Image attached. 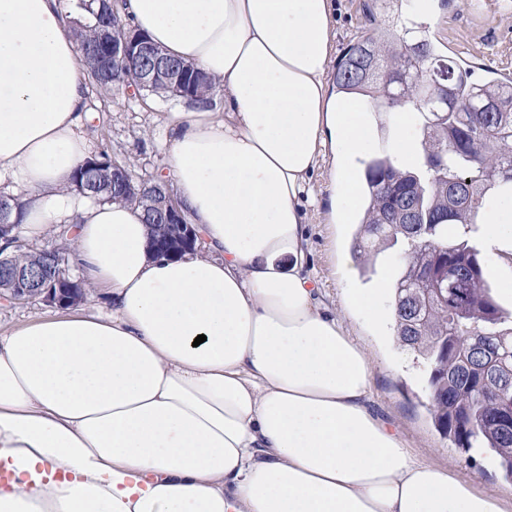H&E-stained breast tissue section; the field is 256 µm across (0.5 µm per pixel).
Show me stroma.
I'll use <instances>...</instances> for the list:
<instances>
[{
    "mask_svg": "<svg viewBox=\"0 0 512 512\" xmlns=\"http://www.w3.org/2000/svg\"><path fill=\"white\" fill-rule=\"evenodd\" d=\"M334 58L370 34L392 13L381 0H334ZM435 19L430 39L439 55L469 64L476 81L512 80V0H433ZM80 128L88 154H108L149 176L163 168L169 149L167 113L185 110L182 100L150 94H105L86 80ZM306 232L316 280L331 309L343 310L349 288L377 287L384 272L401 269L403 246L382 253L375 270L361 274L350 252L354 225L335 222L329 205L308 209ZM57 306L41 299L0 300V331L9 332L28 321L57 313ZM349 330L365 344L372 363L375 408L398 428L414 452L428 462L449 469L477 490L500 494L512 490L492 452L473 458L436 430L429 411L425 374L416 358L397 340L385 341L360 319L349 318Z\"/></svg>",
    "mask_w": 512,
    "mask_h": 512,
    "instance_id": "stroma-1",
    "label": "stroma"
}]
</instances>
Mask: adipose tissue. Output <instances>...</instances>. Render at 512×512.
<instances>
[{
    "label": "adipose tissue",
    "mask_w": 512,
    "mask_h": 512,
    "mask_svg": "<svg viewBox=\"0 0 512 512\" xmlns=\"http://www.w3.org/2000/svg\"><path fill=\"white\" fill-rule=\"evenodd\" d=\"M333 0H119L133 26L224 91L174 112L161 173L201 234L157 256L139 209L69 187L85 22L62 0H0V193L32 236L70 228L108 312L74 309L0 333V512H512L414 455L373 411L371 363L318 299L306 209L325 157L343 221L372 104L328 80ZM512 262V182L479 208Z\"/></svg>",
    "instance_id": "ef3b65f1"
}]
</instances>
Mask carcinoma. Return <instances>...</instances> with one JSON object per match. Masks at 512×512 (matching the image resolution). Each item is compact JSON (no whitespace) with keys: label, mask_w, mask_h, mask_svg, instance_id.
<instances>
[{"label":"carcinoma","mask_w":512,"mask_h":512,"mask_svg":"<svg viewBox=\"0 0 512 512\" xmlns=\"http://www.w3.org/2000/svg\"><path fill=\"white\" fill-rule=\"evenodd\" d=\"M91 16L76 36L80 63L97 87L123 91L138 81L142 62L132 59L106 81L97 79L101 57L112 54V34L133 29L110 2L80 0ZM188 105L208 109L212 80L181 60ZM451 73L452 99L432 78ZM337 90L368 96L380 112L411 104L431 118L422 140L423 161L416 176L398 169L390 156L367 165L364 204L352 251L369 271L372 256L398 243L408 261L395 283L397 339L421 359L430 412L438 431L459 448L476 441L492 449L505 475L512 477V433L494 419L495 405L512 400V312L493 297L476 250L448 225L468 229L482 200L502 181H512V80L478 83L454 61L437 55L428 38L414 43L390 30L373 29L353 45L334 74ZM112 160L87 157L73 172L78 192L95 201L134 203L112 188ZM16 222L6 234L0 264L35 268L39 254L64 256L68 245L54 241L30 250L20 243L24 203L13 198ZM473 280L461 295L449 283L426 279L439 262Z\"/></svg>","instance_id":"cac0c4a2"}]
</instances>
